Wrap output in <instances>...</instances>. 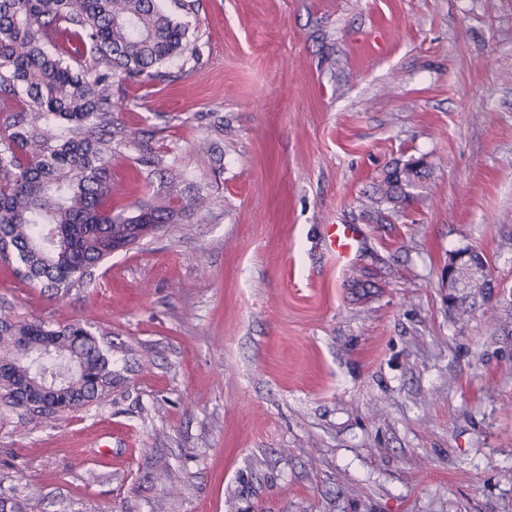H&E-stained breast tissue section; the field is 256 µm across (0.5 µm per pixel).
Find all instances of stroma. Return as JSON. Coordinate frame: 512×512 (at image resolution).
Instances as JSON below:
<instances>
[{
	"label": "stroma",
	"mask_w": 512,
	"mask_h": 512,
	"mask_svg": "<svg viewBox=\"0 0 512 512\" xmlns=\"http://www.w3.org/2000/svg\"><path fill=\"white\" fill-rule=\"evenodd\" d=\"M204 64L129 92L221 217L48 296L0 262V309L112 331L108 401L0 420V487L34 512H512V0H203ZM431 175L374 211L385 170ZM120 209L147 194L116 154ZM329 224L358 228L349 262ZM484 254L458 309L448 257Z\"/></svg>",
	"instance_id": "stroma-1"
}]
</instances>
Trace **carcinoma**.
<instances>
[{
  "label": "carcinoma",
  "instance_id": "carcinoma-1",
  "mask_svg": "<svg viewBox=\"0 0 512 512\" xmlns=\"http://www.w3.org/2000/svg\"><path fill=\"white\" fill-rule=\"evenodd\" d=\"M0 0V255L22 282L53 295L88 288L112 255L170 224L218 217L188 195L168 152L120 116L129 90L169 84L202 65L190 28L200 0ZM149 168L152 192L112 208V156ZM430 177L422 160L395 163L379 186L402 207ZM112 333L98 323L53 326L0 313V408L49 421L112 396ZM31 494L0 491V512H31Z\"/></svg>",
  "mask_w": 512,
  "mask_h": 512
}]
</instances>
